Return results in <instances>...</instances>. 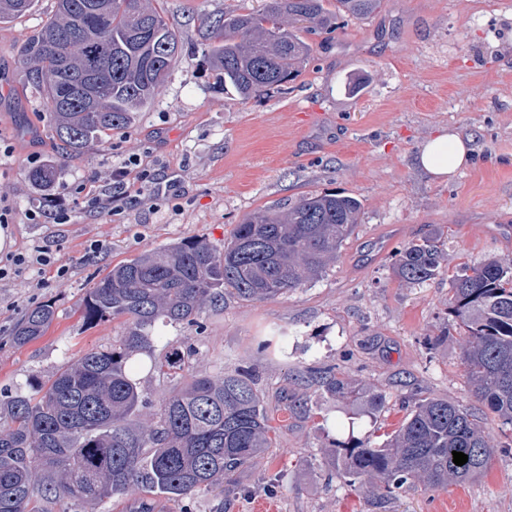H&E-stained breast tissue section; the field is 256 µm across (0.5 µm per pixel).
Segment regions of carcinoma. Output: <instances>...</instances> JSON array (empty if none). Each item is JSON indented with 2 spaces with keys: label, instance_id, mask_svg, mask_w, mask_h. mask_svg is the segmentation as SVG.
<instances>
[{
  "label": "carcinoma",
  "instance_id": "carcinoma-1",
  "mask_svg": "<svg viewBox=\"0 0 512 512\" xmlns=\"http://www.w3.org/2000/svg\"><path fill=\"white\" fill-rule=\"evenodd\" d=\"M87 0H55L51 17L22 50L29 83L42 93L53 137L78 156L114 130L130 127L164 86L183 43L153 0H108L90 34L66 38ZM268 0L259 10H232L210 21L202 53L224 84L244 99L294 80L309 61L311 35H332L347 19H366L383 0ZM36 0H0V24L29 13ZM58 36L56 49L47 46ZM61 165L30 172L46 192ZM352 196L307 194L287 211L258 209L235 225L217 249L202 238L142 253L112 267L81 300L90 322L122 320L121 336L59 368L29 391L0 394V512H52L66 500L99 512L114 496L145 492L186 499L194 512L202 494L230 492L242 469L274 447L276 429L263 409L250 367L222 378L195 376L146 400L133 376L148 357L159 373L181 367L191 345L152 356L159 326L200 334L206 316L231 294L245 301L282 296L318 280L358 224ZM448 258L430 233L395 251L391 273L407 285L443 274ZM450 309L464 328L465 376L472 396L499 424L512 426V262L488 257L449 276ZM55 319L50 304L33 306L12 333L17 346L42 338ZM332 396L355 393L326 372ZM497 444L474 412L445 397L417 399L380 444L361 443L328 455L344 481L398 497L421 484L432 490L464 483L487 467ZM468 455L457 466L452 452Z\"/></svg>",
  "mask_w": 512,
  "mask_h": 512
}]
</instances>
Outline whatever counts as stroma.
I'll return each instance as SVG.
<instances>
[{
    "instance_id": "stroma-1",
    "label": "stroma",
    "mask_w": 512,
    "mask_h": 512,
    "mask_svg": "<svg viewBox=\"0 0 512 512\" xmlns=\"http://www.w3.org/2000/svg\"><path fill=\"white\" fill-rule=\"evenodd\" d=\"M185 48L159 97L133 125L93 150L63 157L43 98L29 85L19 50L52 13V0L0 25V196L15 209L0 259L48 246L69 266L65 279L26 271L0 285V390H26L85 352L111 344L120 321L90 324L79 304L113 264L166 244L203 238L223 247L257 209L287 210L303 195L360 200L353 234L317 282L264 301L224 300L203 334L159 327L157 353L192 344L174 376L140 370L143 396L159 402L194 375L256 371L257 388L279 433L274 448L243 469L224 498L197 497L195 512H251L278 479L279 512H512V429L471 397L448 311L447 276L416 287L393 278V254L427 233L442 236L451 266L495 256L512 261V0H385L380 11L345 21L287 89L244 100L220 85L201 51L207 18L258 9L262 0H158ZM470 136L474 154L452 179L435 178L415 158L432 137ZM58 158L70 221L33 224L25 210L42 199L32 188V154ZM157 175L138 181L123 212L88 211L114 165ZM103 250L89 256L92 241ZM56 317L40 340L11 341L36 304ZM447 334L433 346L429 340ZM332 368L357 386L352 400L331 398L320 374ZM437 395L485 415L500 446L485 475L445 490L417 487L390 499L361 483L332 479V448L398 426L416 399Z\"/></svg>"
}]
</instances>
